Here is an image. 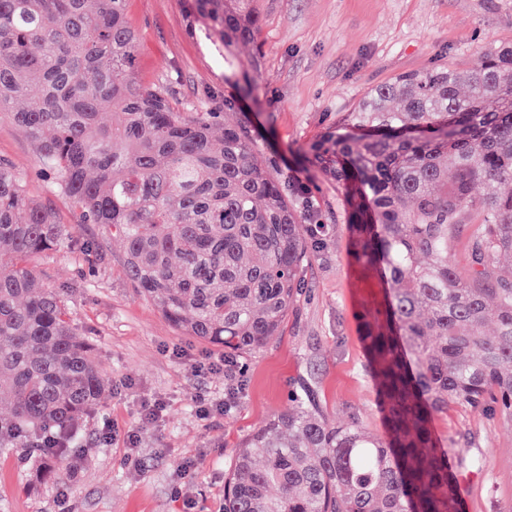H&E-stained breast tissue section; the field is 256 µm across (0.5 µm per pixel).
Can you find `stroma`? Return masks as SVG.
Returning a JSON list of instances; mask_svg holds the SVG:
<instances>
[{
  "label": "stroma",
  "mask_w": 512,
  "mask_h": 512,
  "mask_svg": "<svg viewBox=\"0 0 512 512\" xmlns=\"http://www.w3.org/2000/svg\"><path fill=\"white\" fill-rule=\"evenodd\" d=\"M186 0H127L139 33L136 74L176 102L223 93L224 58L204 29H191ZM262 68L253 99L241 106L265 155L294 184L309 186L312 210L331 228L329 248L306 271L299 303L280 336L239 362L242 386L230 412L196 414L195 397L224 395V375H196L195 359L222 348L184 335L134 288L124 272V245L102 225L77 234L95 240L102 258L49 251L28 259L44 284L64 289L73 324L89 340L109 381L81 435L86 460L77 474L61 469L38 483L31 466L0 451V512H224V479L243 439L292 407L310 382L324 410L358 414L385 430L378 392L360 331V316L382 309L377 273L351 257L344 189L307 153L322 133L341 125L367 91L403 73L452 62L473 68L483 46L512 41V0H257ZM0 159L21 178L30 199L60 224L74 222L76 203L55 192L31 139L0 115ZM162 402L156 422L143 403ZM136 432L128 447V432ZM435 433L476 466L452 467L463 512H512V423L491 410L449 407ZM198 461L191 488L180 465Z\"/></svg>",
  "instance_id": "stroma-1"
}]
</instances>
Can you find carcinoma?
<instances>
[{
    "label": "carcinoma",
    "mask_w": 512,
    "mask_h": 512,
    "mask_svg": "<svg viewBox=\"0 0 512 512\" xmlns=\"http://www.w3.org/2000/svg\"><path fill=\"white\" fill-rule=\"evenodd\" d=\"M224 50V101L177 107L134 72L125 0H0V112L36 143L77 223L125 247L127 278L188 336L237 360L263 351L299 302L328 225L300 207L245 116L255 91L236 49L257 39L254 0H189ZM481 65H443L370 89L310 144L349 196L353 259L387 285L382 317H360L385 434L340 421L309 390L248 435L224 480V512H462L433 431L450 406L512 421V42ZM110 112L111 124L100 122ZM58 224L0 162V447L42 449L43 481L79 471L80 426L107 381L60 288L26 260L99 247ZM466 236L468 268L453 247ZM492 332H487V328Z\"/></svg>",
    "instance_id": "obj_1"
}]
</instances>
